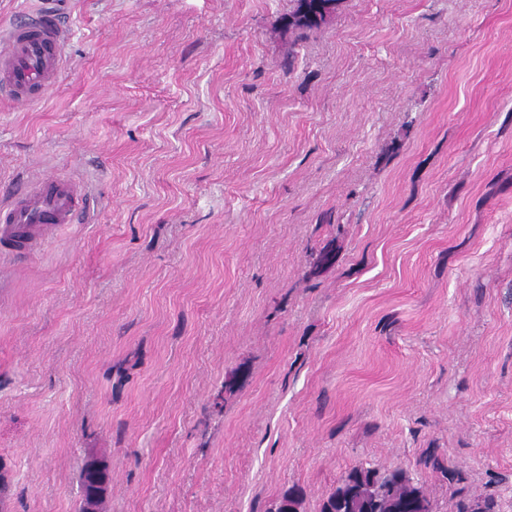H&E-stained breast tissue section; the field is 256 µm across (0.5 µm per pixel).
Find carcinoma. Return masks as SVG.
Wrapping results in <instances>:
<instances>
[{"instance_id":"cac0c4a2","label":"carcinoma","mask_w":512,"mask_h":512,"mask_svg":"<svg viewBox=\"0 0 512 512\" xmlns=\"http://www.w3.org/2000/svg\"><path fill=\"white\" fill-rule=\"evenodd\" d=\"M302 503V490L293 487L270 512H300ZM320 512H434V507L406 471L354 466L324 499Z\"/></svg>"}]
</instances>
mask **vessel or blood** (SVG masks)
I'll return each mask as SVG.
<instances>
[{
	"mask_svg": "<svg viewBox=\"0 0 512 512\" xmlns=\"http://www.w3.org/2000/svg\"><path fill=\"white\" fill-rule=\"evenodd\" d=\"M65 40V29L50 11L0 32V97L19 103L43 100L58 78ZM84 205V193L63 177L20 189L0 207V250L34 252L48 229L75 223Z\"/></svg>",
	"mask_w": 512,
	"mask_h": 512,
	"instance_id": "vessel-or-blood-1",
	"label": "vessel or blood"
}]
</instances>
